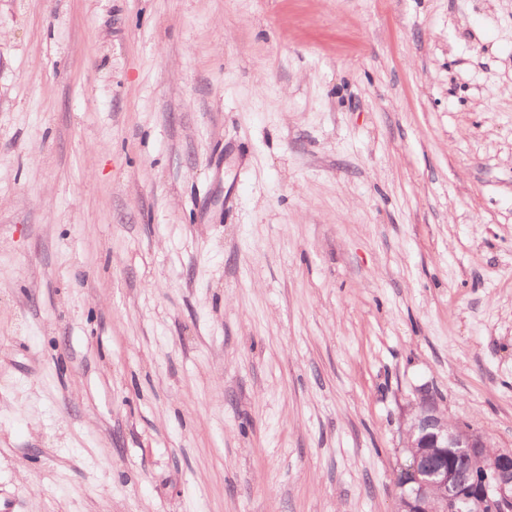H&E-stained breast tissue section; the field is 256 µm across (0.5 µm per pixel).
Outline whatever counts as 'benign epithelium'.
Instances as JSON below:
<instances>
[{
    "mask_svg": "<svg viewBox=\"0 0 512 512\" xmlns=\"http://www.w3.org/2000/svg\"><path fill=\"white\" fill-rule=\"evenodd\" d=\"M404 444L416 449L409 470L417 487L400 497V512H512V455L489 452L490 443L465 424L453 423L433 396L422 392L408 411ZM479 456L485 472L471 480L457 463Z\"/></svg>",
    "mask_w": 512,
    "mask_h": 512,
    "instance_id": "benign-epithelium-1",
    "label": "benign epithelium"
}]
</instances>
